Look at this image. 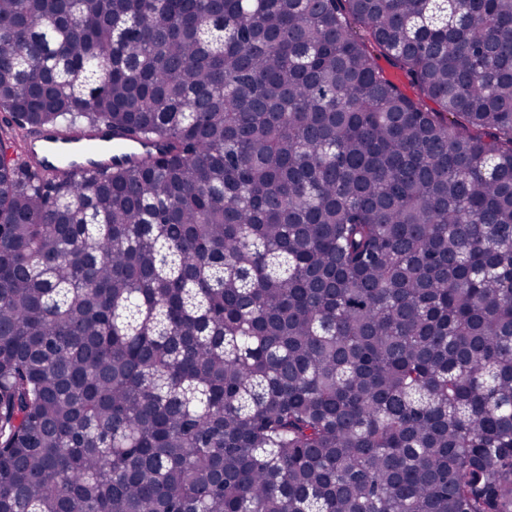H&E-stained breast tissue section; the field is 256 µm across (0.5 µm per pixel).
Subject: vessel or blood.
Wrapping results in <instances>:
<instances>
[{
    "label": "vessel or blood",
    "instance_id": "1",
    "mask_svg": "<svg viewBox=\"0 0 512 512\" xmlns=\"http://www.w3.org/2000/svg\"><path fill=\"white\" fill-rule=\"evenodd\" d=\"M29 152L40 167L82 171L132 164L157 152L153 143H131L102 126L69 130L37 129L28 137Z\"/></svg>",
    "mask_w": 512,
    "mask_h": 512
}]
</instances>
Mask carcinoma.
Listing matches in <instances>:
<instances>
[{"instance_id": "cac0c4a2", "label": "carcinoma", "mask_w": 512, "mask_h": 512, "mask_svg": "<svg viewBox=\"0 0 512 512\" xmlns=\"http://www.w3.org/2000/svg\"><path fill=\"white\" fill-rule=\"evenodd\" d=\"M0 112V512H512V0H0ZM29 153L41 168H65L80 172L108 168L115 163L133 164L157 152L154 143H130L102 126L69 130L36 129L28 136Z\"/></svg>"}]
</instances>
